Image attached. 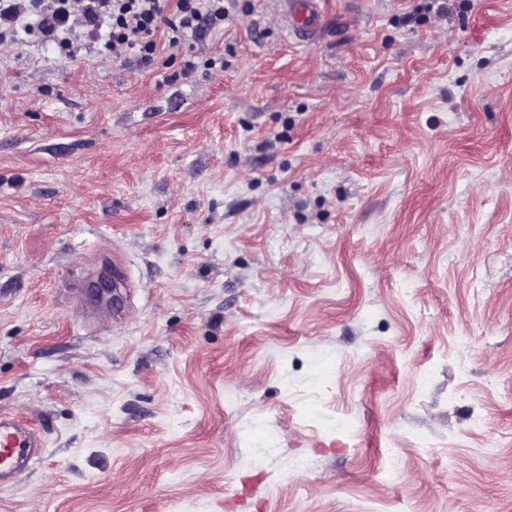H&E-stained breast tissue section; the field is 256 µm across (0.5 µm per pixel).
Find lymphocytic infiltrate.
<instances>
[{
    "mask_svg": "<svg viewBox=\"0 0 512 512\" xmlns=\"http://www.w3.org/2000/svg\"><path fill=\"white\" fill-rule=\"evenodd\" d=\"M238 6L253 10V0H0V44L17 30H35L71 56L82 48L72 33L78 22L102 54L117 60L133 53L148 67L160 59L157 33L176 47L188 35L215 29Z\"/></svg>",
    "mask_w": 512,
    "mask_h": 512,
    "instance_id": "obj_1",
    "label": "lymphocytic infiltrate"
}]
</instances>
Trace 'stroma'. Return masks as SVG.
Here are the masks:
<instances>
[{
    "instance_id": "1",
    "label": "stroma",
    "mask_w": 512,
    "mask_h": 512,
    "mask_svg": "<svg viewBox=\"0 0 512 512\" xmlns=\"http://www.w3.org/2000/svg\"><path fill=\"white\" fill-rule=\"evenodd\" d=\"M320 8L0 50V512H512V0ZM284 16L295 37L302 43L314 42L324 28L318 0H283ZM38 440L25 423L0 414V487L14 484L31 465Z\"/></svg>"
}]
</instances>
